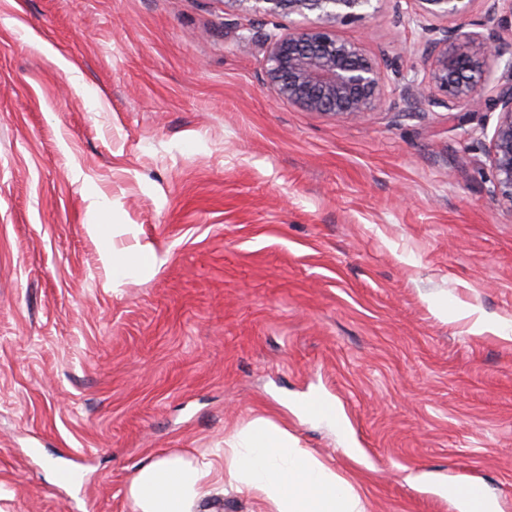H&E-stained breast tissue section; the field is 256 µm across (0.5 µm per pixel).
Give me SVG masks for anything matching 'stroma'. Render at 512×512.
Returning a JSON list of instances; mask_svg holds the SVG:
<instances>
[{"instance_id": "35a3bbf8", "label": "stroma", "mask_w": 512, "mask_h": 512, "mask_svg": "<svg viewBox=\"0 0 512 512\" xmlns=\"http://www.w3.org/2000/svg\"><path fill=\"white\" fill-rule=\"evenodd\" d=\"M287 30L234 0H0V512H135L150 457L259 416L369 512H460L444 482L512 512V338L434 311L512 323L498 115L298 109L265 76ZM337 32L396 59L393 88L422 67L395 0ZM105 222L162 265L113 280Z\"/></svg>"}]
</instances>
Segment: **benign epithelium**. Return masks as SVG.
<instances>
[{
  "instance_id": "1",
  "label": "benign epithelium",
  "mask_w": 512,
  "mask_h": 512,
  "mask_svg": "<svg viewBox=\"0 0 512 512\" xmlns=\"http://www.w3.org/2000/svg\"><path fill=\"white\" fill-rule=\"evenodd\" d=\"M417 6L413 18L454 21L467 16L475 0H396ZM248 11L296 14L308 24L288 22V32L266 38V76L276 96L306 112L337 118L364 116L385 103L388 73L397 61L378 62L361 44L342 39L337 23L367 17L373 0H233ZM481 32L459 25H424L422 78L404 90L411 107L428 105L452 112L481 109L499 113L488 144L492 193L512 204V59L495 77L505 51L500 32L512 31V0H484Z\"/></svg>"
}]
</instances>
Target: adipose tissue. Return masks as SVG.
Instances as JSON below:
<instances>
[{
  "label": "adipose tissue",
  "instance_id": "1",
  "mask_svg": "<svg viewBox=\"0 0 512 512\" xmlns=\"http://www.w3.org/2000/svg\"><path fill=\"white\" fill-rule=\"evenodd\" d=\"M224 458L236 492L262 502L264 512H368L350 482L265 417L253 419L212 458L161 457L144 464L129 488L136 512H215L209 501Z\"/></svg>",
  "mask_w": 512,
  "mask_h": 512
}]
</instances>
